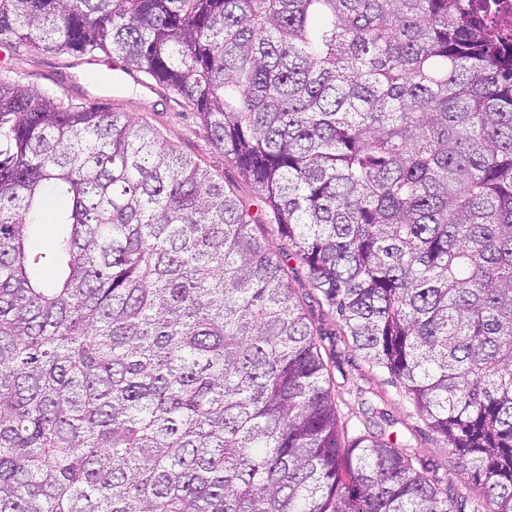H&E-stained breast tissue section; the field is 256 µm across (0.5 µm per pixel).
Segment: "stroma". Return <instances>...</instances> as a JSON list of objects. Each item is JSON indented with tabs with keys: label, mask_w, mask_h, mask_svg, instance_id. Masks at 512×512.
<instances>
[{
	"label": "stroma",
	"mask_w": 512,
	"mask_h": 512,
	"mask_svg": "<svg viewBox=\"0 0 512 512\" xmlns=\"http://www.w3.org/2000/svg\"><path fill=\"white\" fill-rule=\"evenodd\" d=\"M11 79L22 86L53 93L75 105L95 104L110 112H125L157 128L177 151L196 160L202 169L250 211L262 204L255 187L224 155L205 122L172 89L143 72L129 69L123 83L108 81L106 67L86 56L66 51L31 50L10 60ZM289 281L314 327L322 331L323 357L330 366V385L341 424L348 431L360 427L363 408L384 413L387 432L406 441L440 475H453L455 487L468 502L483 499L480 487L456 473L457 458L417 412L404 388L387 370L375 365L343 334L336 313L314 289L301 267Z\"/></svg>",
	"instance_id": "obj_1"
}]
</instances>
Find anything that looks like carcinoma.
I'll use <instances>...</instances> for the list:
<instances>
[{"mask_svg":"<svg viewBox=\"0 0 512 512\" xmlns=\"http://www.w3.org/2000/svg\"><path fill=\"white\" fill-rule=\"evenodd\" d=\"M0 43L174 89L288 240L157 128L1 75L0 512H464L340 425L292 261L512 512V52L461 0H0ZM63 205L64 202L61 199L55 196H48L43 208L42 224H37V230L32 239L33 246L45 247L53 240L56 226L55 224H52V220L56 211Z\"/></svg>","mask_w":512,"mask_h":512,"instance_id":"cac0c4a2","label":"carcinoma"}]
</instances>
